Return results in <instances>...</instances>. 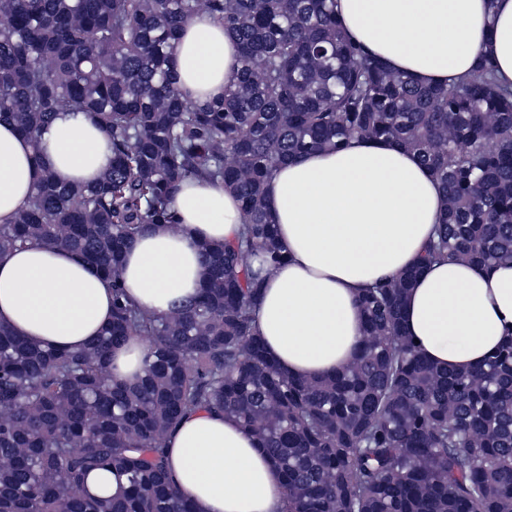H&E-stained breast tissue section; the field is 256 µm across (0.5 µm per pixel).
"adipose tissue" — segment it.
I'll use <instances>...</instances> for the list:
<instances>
[{
	"label": "adipose tissue",
	"instance_id": "1",
	"mask_svg": "<svg viewBox=\"0 0 512 512\" xmlns=\"http://www.w3.org/2000/svg\"><path fill=\"white\" fill-rule=\"evenodd\" d=\"M344 30L418 84H450L480 57L512 83V0H336ZM176 84L193 100L220 99L240 70L236 40L208 15L183 28L170 54ZM112 166L109 136L87 112H61L33 150L13 121L0 122V224L25 206L44 172L93 185ZM444 193L416 154L389 141L280 166L266 207L284 261L264 273L255 326L278 367L294 377L334 375L358 356V297L416 262L438 224ZM170 206L177 227L143 225L127 244L121 279L139 307L162 316L194 297L206 277L203 243L235 239L244 222L223 181L189 177ZM404 331L432 364L481 365L512 334V264L485 270L447 259L423 268L401 308ZM112 321V286L80 254L34 243L0 255V325L59 350H79ZM149 347L130 338L112 353L114 377L136 384ZM178 495L196 512H281L284 487L257 439L234 418L200 409L167 438Z\"/></svg>",
	"mask_w": 512,
	"mask_h": 512
}]
</instances>
